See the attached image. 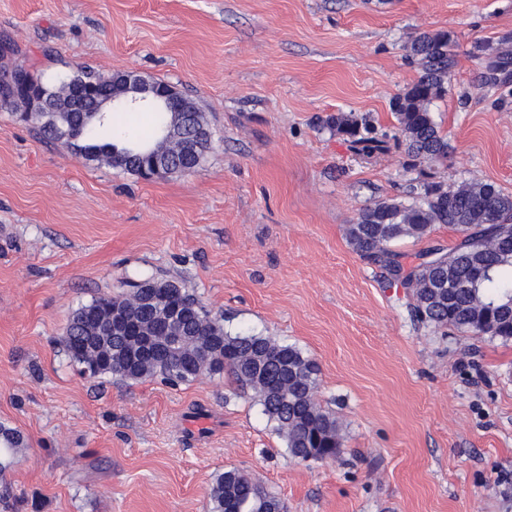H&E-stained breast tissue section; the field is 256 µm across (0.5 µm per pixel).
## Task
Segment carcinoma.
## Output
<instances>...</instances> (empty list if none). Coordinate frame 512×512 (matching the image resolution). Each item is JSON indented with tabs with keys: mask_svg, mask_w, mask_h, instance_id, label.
I'll return each mask as SVG.
<instances>
[{
	"mask_svg": "<svg viewBox=\"0 0 512 512\" xmlns=\"http://www.w3.org/2000/svg\"><path fill=\"white\" fill-rule=\"evenodd\" d=\"M445 30L424 32L410 44V55L421 69L418 80L398 94L392 108L402 136L401 144L411 157L433 163L448 160L450 145L441 134L432 102L445 95L451 77ZM508 54L490 52L486 81L497 84L495 72L502 69ZM92 86L94 97L112 92L101 75L79 70ZM152 132L123 146L121 140H106L100 134L108 122L90 112H65L42 121L35 116L16 120L35 121L41 134L61 140L59 132L73 128L87 144L75 154L88 164L112 165V149L146 154L159 149L179 152L191 149L198 157L190 164L173 166L170 172H192L205 152L196 134L206 129L202 112L189 114V136L174 142L163 140L168 115L153 111ZM328 123L346 137L358 154L367 158L386 149V141L342 113ZM436 224H446L458 233L455 246L446 251L432 247L420 262L404 265L401 254L391 249L398 240H422ZM353 250L364 260L387 269L411 293L407 309L414 321L436 327L487 336L505 343L512 341V196L489 182L473 178L456 187L433 183L410 201L380 199L361 210L346 228ZM148 288L135 285L127 297L103 295L77 308L61 336L68 357L81 368L97 363L88 377L111 374L122 380L161 378L173 385L198 380L197 364L205 375L227 373L238 389L249 392L263 414L281 436L291 456L336 458L341 448V426L335 414L317 400L318 367L289 344L250 333L231 334L224 319L214 315L193 295L169 280L149 279ZM171 297L180 317L167 314ZM134 321L140 336L108 334L112 311ZM179 339L169 347V336ZM23 445L14 429L0 425V484ZM211 512H285V506L251 477L237 469L219 474L210 492Z\"/></svg>",
	"mask_w": 512,
	"mask_h": 512,
	"instance_id": "carcinoma-1",
	"label": "carcinoma"
}]
</instances>
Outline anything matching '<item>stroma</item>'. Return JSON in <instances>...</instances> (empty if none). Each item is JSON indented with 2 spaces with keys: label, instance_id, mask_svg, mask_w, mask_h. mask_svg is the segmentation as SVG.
Returning a JSON list of instances; mask_svg holds the SVG:
<instances>
[{
  "label": "stroma",
  "instance_id": "35a3bbf8",
  "mask_svg": "<svg viewBox=\"0 0 512 512\" xmlns=\"http://www.w3.org/2000/svg\"><path fill=\"white\" fill-rule=\"evenodd\" d=\"M434 30L453 35L442 164L405 153L391 110ZM505 38L512 0H0V68L135 70L193 98L212 135L195 171L145 180L0 110V424L24 437L0 512H208L230 467L286 512H512V343L412 322L345 236L413 186L512 194V72L487 85L477 49ZM340 112L387 151L357 155L326 123ZM148 278L314 360L336 459H294L225 375H81L59 343L71 313Z\"/></svg>",
  "mask_w": 512,
  "mask_h": 512
}]
</instances>
